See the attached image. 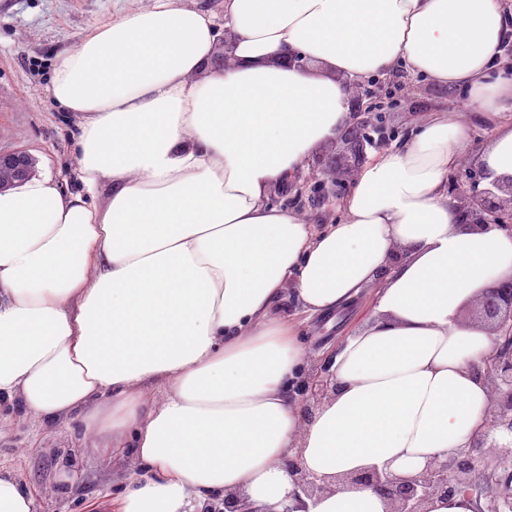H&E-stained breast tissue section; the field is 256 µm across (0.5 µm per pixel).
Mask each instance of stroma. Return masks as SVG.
<instances>
[{
	"label": "stroma",
	"mask_w": 512,
	"mask_h": 512,
	"mask_svg": "<svg viewBox=\"0 0 512 512\" xmlns=\"http://www.w3.org/2000/svg\"><path fill=\"white\" fill-rule=\"evenodd\" d=\"M149 0H0V153L28 151L35 170L79 190L71 176L73 121L56 106L48 88L55 56L74 48L85 31L111 20L121 10L147 6ZM393 101L387 124L399 139L429 112L463 108L466 97L454 88L420 84L407 70L388 78ZM307 173L288 185L272 187L270 201L310 213L324 224L338 211L314 205L298 189ZM370 305L362 294L336 312L318 317L302 312L293 298H284L277 314L297 321L300 339L310 354L311 370L327 378L325 360L346 336L364 323ZM0 469L15 473L34 492L32 512H113L112 499L133 474L130 461L93 447L80 420L61 428L42 427L24 419L0 429Z\"/></svg>",
	"instance_id": "35a3bbf8"
}]
</instances>
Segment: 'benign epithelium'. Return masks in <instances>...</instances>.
<instances>
[{"mask_svg": "<svg viewBox=\"0 0 512 512\" xmlns=\"http://www.w3.org/2000/svg\"><path fill=\"white\" fill-rule=\"evenodd\" d=\"M352 122L345 129L343 137L361 155L366 146L374 144L372 133L380 138L395 134L387 126L386 113L375 111L372 105H363V98L357 96L352 105ZM33 159L25 151L0 154V168L13 171L19 180L32 174ZM338 166L330 165L313 175V200L328 202L338 198L346 179L336 176ZM487 181V187L478 189L480 181ZM449 193L457 201L468 227H482L496 224L512 227V178L493 176L483 169L473 173L469 168L455 174L449 183ZM480 314L494 323L495 330L508 337L507 344L486 368L485 376L495 381L492 403L504 406L497 425L512 432V280L494 281L483 291L479 301ZM481 440L463 448L453 458L444 462L436 461L424 473L409 479H398L376 470L364 471L352 477V484L371 487L387 497L392 505L391 512H424V504L435 495H448L462 489L467 490L479 478L487 482L486 476L477 469L475 453L480 449ZM286 467L294 478L297 488L309 499L326 491L328 486L308 477L294 459L286 461ZM199 512H256L247 501L237 494H226L219 502H208Z\"/></svg>", "mask_w": 512, "mask_h": 512, "instance_id": "benign-epithelium-1", "label": "benign epithelium"}]
</instances>
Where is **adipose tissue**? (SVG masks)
<instances>
[{"label":"adipose tissue","instance_id":"1","mask_svg":"<svg viewBox=\"0 0 512 512\" xmlns=\"http://www.w3.org/2000/svg\"><path fill=\"white\" fill-rule=\"evenodd\" d=\"M511 30L502 0H224L220 21L150 0L58 54L49 90L75 121L83 189L32 175L0 190V427L81 419L139 470L116 512H196L208 493L391 512L343 478L420 475L488 429L504 338L460 312L512 279V231L465 226L448 175L480 118V163L512 177ZM401 67L467 90L466 110L374 157L322 230L270 203L349 125L357 83ZM369 288L305 413L306 354L274 305L323 314ZM291 458L328 492L294 499Z\"/></svg>","mask_w":512,"mask_h":512}]
</instances>
